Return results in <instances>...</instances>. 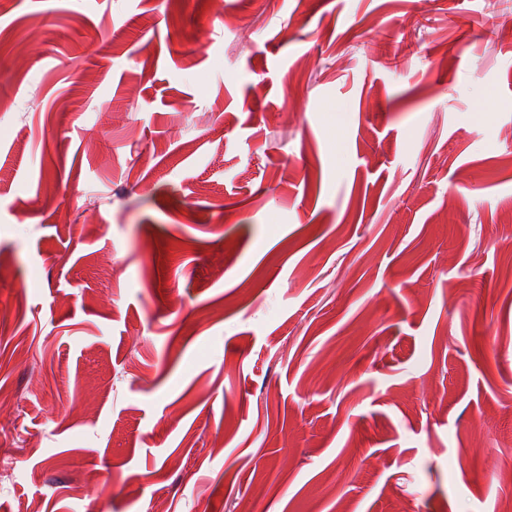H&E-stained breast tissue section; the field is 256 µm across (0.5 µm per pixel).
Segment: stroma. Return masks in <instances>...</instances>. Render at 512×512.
<instances>
[{"label": "stroma", "instance_id": "obj_1", "mask_svg": "<svg viewBox=\"0 0 512 512\" xmlns=\"http://www.w3.org/2000/svg\"><path fill=\"white\" fill-rule=\"evenodd\" d=\"M0 30V512L512 500V0Z\"/></svg>", "mask_w": 512, "mask_h": 512}]
</instances>
